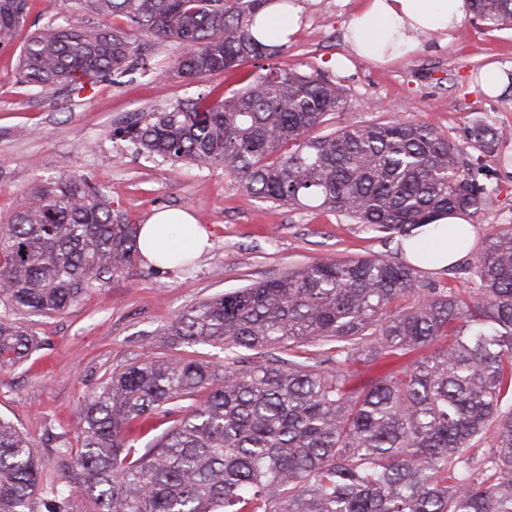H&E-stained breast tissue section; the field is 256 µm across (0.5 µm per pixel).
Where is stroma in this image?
Segmentation results:
<instances>
[{"label": "stroma", "instance_id": "1", "mask_svg": "<svg viewBox=\"0 0 512 512\" xmlns=\"http://www.w3.org/2000/svg\"><path fill=\"white\" fill-rule=\"evenodd\" d=\"M295 2L299 29L278 62L302 73L320 72L344 88L352 108L331 119L329 128L404 117L447 133L471 155L477 152L469 137L476 121L512 132V85L494 96L482 89L489 66L512 68V29L491 31L468 15L448 36L426 34L409 55L381 65L352 55L345 38V25L364 0ZM178 51L175 44L154 41L152 74L81 88L23 85L19 48L0 53V218L13 213L20 195L47 179L74 174L100 186L114 213L133 223H146L159 210L183 209L212 232L210 247L196 254L188 271L142 259L123 274L94 282L79 302L51 316L0 305V315L32 330L40 343L28 363L0 373V417L34 440L44 484L64 495L79 488L59 470V451L77 447L79 402L105 373L150 348L223 360L218 346L169 348L162 332L175 311L322 257L382 254L404 260L400 235L367 232L334 212L261 201L222 168L147 158L132 143L113 138L114 128L143 113L214 87L240 89L260 68L254 62L190 83L167 72ZM486 163L492 203L469 218L471 247L449 268L422 270L424 280L472 287L467 267L489 234L512 225V136L499 142Z\"/></svg>", "mask_w": 512, "mask_h": 512}]
</instances>
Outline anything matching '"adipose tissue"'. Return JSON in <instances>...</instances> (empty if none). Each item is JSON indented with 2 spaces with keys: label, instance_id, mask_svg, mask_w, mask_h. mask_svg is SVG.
I'll return each mask as SVG.
<instances>
[{
  "label": "adipose tissue",
  "instance_id": "adipose-tissue-1",
  "mask_svg": "<svg viewBox=\"0 0 512 512\" xmlns=\"http://www.w3.org/2000/svg\"><path fill=\"white\" fill-rule=\"evenodd\" d=\"M468 12L469 0H367L365 7L350 18L346 40L354 55L386 62L410 53L417 33L447 34ZM298 20L296 6L273 0L259 15L256 31L263 39L282 44L294 32ZM447 222L449 227H455L458 243L449 244L447 229L422 227L417 239L403 242L412 263L443 269L469 249L473 231L465 216L451 215ZM173 235L189 239L193 248L200 251L208 246L211 232L188 211H160L140 228L141 253L148 260H160V237Z\"/></svg>",
  "mask_w": 512,
  "mask_h": 512
}]
</instances>
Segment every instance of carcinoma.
I'll return each instance as SVG.
<instances>
[{
  "instance_id": "cac0c4a2",
  "label": "carcinoma",
  "mask_w": 512,
  "mask_h": 512,
  "mask_svg": "<svg viewBox=\"0 0 512 512\" xmlns=\"http://www.w3.org/2000/svg\"><path fill=\"white\" fill-rule=\"evenodd\" d=\"M64 2L99 22L52 19L28 34L24 85L145 69L140 35L178 44L173 75L196 81L284 51L253 33L273 0ZM470 6L487 28H512V0ZM31 8L0 0L1 50ZM350 107L322 74L273 67L229 97L199 93L114 136L375 233L410 238L488 207L483 158L445 133L400 118L314 134ZM472 136L489 156L504 133L479 121ZM139 229L82 176L22 195L0 225V303L34 315L70 307L137 263ZM469 273L477 287L440 288L382 256L320 259L176 311L164 335L218 345L224 362L151 350L112 370L79 404L80 448L59 455L79 485L63 512H512L511 224ZM37 347L0 316V373ZM271 348L288 358H266ZM145 418L164 430L140 449L130 432ZM41 483L34 443L0 418V512H41Z\"/></svg>"
}]
</instances>
